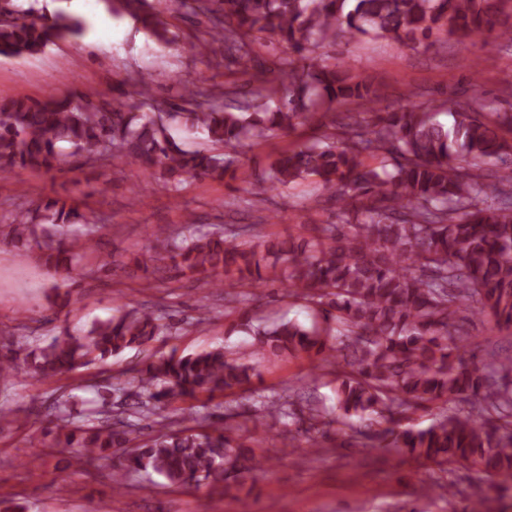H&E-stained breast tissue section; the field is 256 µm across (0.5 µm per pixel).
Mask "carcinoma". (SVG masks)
I'll use <instances>...</instances> for the list:
<instances>
[{"label":"carcinoma","instance_id":"obj_1","mask_svg":"<svg viewBox=\"0 0 512 512\" xmlns=\"http://www.w3.org/2000/svg\"><path fill=\"white\" fill-rule=\"evenodd\" d=\"M208 17L205 52L224 46V64L253 60L259 35L288 44L291 54L268 68L279 96L272 108L261 91L233 104L189 86L169 111L154 105L151 80L107 100L75 90L41 101L0 98V179L18 170H61L69 158L85 164L136 163L176 191L182 176L241 178L260 197L313 176L331 190L343 224H322L316 234L286 240L250 230H202L191 215L182 225L160 227V249L147 259L105 260L135 273L189 271L208 288L253 290L278 282L288 295L311 305L318 326L293 320L247 321L253 350L229 356L222 348L175 358L159 357L120 389L122 411L98 410L70 423L56 405L63 446L81 448L78 462L117 459L112 477L125 488L129 471L155 473L171 484H235L242 489L261 465L240 441L241 424L218 428L188 407L195 429L163 433L130 448L134 424L174 400H194L249 387L255 359L316 356L334 365L335 404L328 408L299 392L275 393L265 417L296 427L310 447L336 427L340 448L394 452L418 465L445 471L455 465L486 480L467 499V512H504L492 506L496 479L512 480V353L489 362L459 354L468 322L486 318L512 330V139L502 133L512 113L485 119L478 83L465 104L448 99L452 127L411 103L380 113L382 89L354 75L343 61L328 63L316 50L340 35L421 43L445 32L459 37L494 30L508 0H193ZM116 17L140 22L159 44L171 32L149 0H106ZM38 0H0V56L36 57L59 42L76 43L88 22L63 8L46 15ZM373 104L370 118L349 112L341 122L326 103ZM316 121L319 137L279 153L261 179L238 172L239 149L280 131ZM179 128L205 136V145L183 148ZM370 158L383 164L372 167ZM392 159L387 165L385 161ZM103 228L93 212L57 200L31 199L10 223L0 244L43 251L47 273L74 280L79 253L95 249ZM179 330L171 316L118 309L88 330L64 328L47 343L29 342L0 357V379L23 365L37 379L69 374L107 356L140 348ZM436 406L425 428L410 413Z\"/></svg>","mask_w":512,"mask_h":512}]
</instances>
